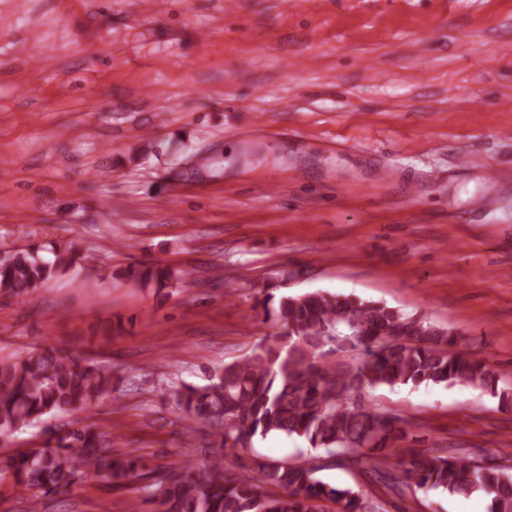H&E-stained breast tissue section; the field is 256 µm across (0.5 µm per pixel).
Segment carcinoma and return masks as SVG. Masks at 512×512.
<instances>
[{
  "label": "carcinoma",
  "mask_w": 512,
  "mask_h": 512,
  "mask_svg": "<svg viewBox=\"0 0 512 512\" xmlns=\"http://www.w3.org/2000/svg\"><path fill=\"white\" fill-rule=\"evenodd\" d=\"M45 260L39 250L22 246L0 257V295L30 301L36 290L58 273L94 261L70 245L55 248ZM140 288L161 292L188 276L159 263L131 268ZM279 332L261 340L251 353L224 365L205 386L183 385L175 392L188 419L214 427V445L248 448L257 437L285 434L307 441L333 458L349 460L407 438L404 421L362 400V392L380 385H466L509 402L512 393L498 391L499 378L490 364L454 350L457 339L422 320L403 317L378 303L357 302L321 291L280 298L270 310ZM346 341L348 362L339 367L328 358L334 339ZM112 383V374L80 355L52 343L32 346L15 360H0V436L35 426L47 416L90 411ZM498 465L480 464L466 453L415 456L406 477L419 488L450 494L481 492L488 512H512V454ZM316 459L258 461L236 472L219 463L199 468L190 461L169 467L167 482L155 480L135 451L120 453L105 443L92 424L72 428L42 448L0 454V481L8 480L36 499L67 492L92 474L111 488L143 483L161 506L160 512H317L327 499L338 512H369L360 492L325 483ZM369 474L389 490H401L399 477L371 465ZM271 484L282 494L262 491Z\"/></svg>",
  "instance_id": "1"
}]
</instances>
